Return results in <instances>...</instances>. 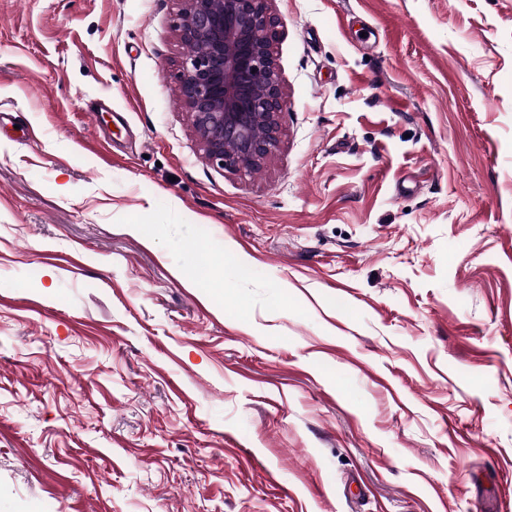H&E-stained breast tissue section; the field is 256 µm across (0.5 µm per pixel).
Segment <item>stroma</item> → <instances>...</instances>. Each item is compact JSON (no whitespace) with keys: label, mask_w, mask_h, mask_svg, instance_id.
I'll use <instances>...</instances> for the list:
<instances>
[{"label":"stroma","mask_w":512,"mask_h":512,"mask_svg":"<svg viewBox=\"0 0 512 512\" xmlns=\"http://www.w3.org/2000/svg\"><path fill=\"white\" fill-rule=\"evenodd\" d=\"M269 7L245 177L179 0H0V512H512V0Z\"/></svg>","instance_id":"obj_1"}]
</instances>
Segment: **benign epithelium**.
I'll list each match as a JSON object with an SVG mask.
<instances>
[{"mask_svg":"<svg viewBox=\"0 0 512 512\" xmlns=\"http://www.w3.org/2000/svg\"><path fill=\"white\" fill-rule=\"evenodd\" d=\"M176 32L190 48L177 63L178 97L207 159L247 175L280 141L284 106L269 0H180Z\"/></svg>","mask_w":512,"mask_h":512,"instance_id":"obj_1","label":"benign epithelium"}]
</instances>
